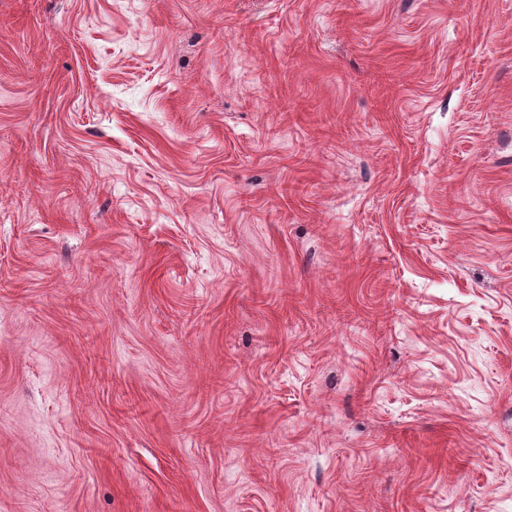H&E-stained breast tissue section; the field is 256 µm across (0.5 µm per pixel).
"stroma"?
<instances>
[{"label":"stroma","mask_w":512,"mask_h":512,"mask_svg":"<svg viewBox=\"0 0 512 512\" xmlns=\"http://www.w3.org/2000/svg\"><path fill=\"white\" fill-rule=\"evenodd\" d=\"M0 512H512V0H0Z\"/></svg>","instance_id":"stroma-1"}]
</instances>
